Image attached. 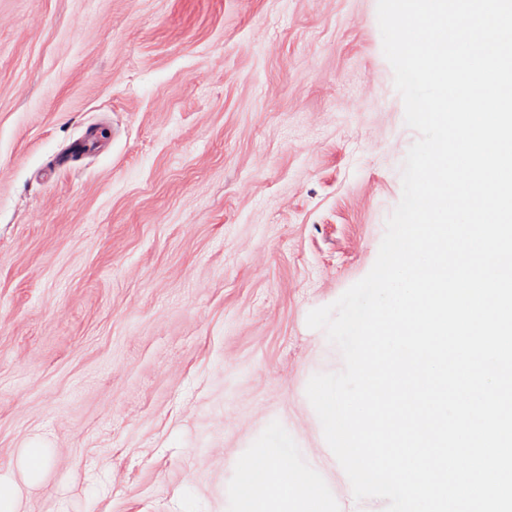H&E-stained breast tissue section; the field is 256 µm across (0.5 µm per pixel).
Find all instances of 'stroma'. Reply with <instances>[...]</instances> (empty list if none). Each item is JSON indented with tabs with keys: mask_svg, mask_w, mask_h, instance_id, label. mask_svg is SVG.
Instances as JSON below:
<instances>
[{
	"mask_svg": "<svg viewBox=\"0 0 512 512\" xmlns=\"http://www.w3.org/2000/svg\"><path fill=\"white\" fill-rule=\"evenodd\" d=\"M417 138L377 0H0L19 512H242L275 433L325 512H385L307 398L344 367L307 315L371 270Z\"/></svg>",
	"mask_w": 512,
	"mask_h": 512,
	"instance_id": "1",
	"label": "stroma"
}]
</instances>
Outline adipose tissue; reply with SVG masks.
<instances>
[{
  "label": "adipose tissue",
  "instance_id": "adipose-tissue-1",
  "mask_svg": "<svg viewBox=\"0 0 512 512\" xmlns=\"http://www.w3.org/2000/svg\"><path fill=\"white\" fill-rule=\"evenodd\" d=\"M275 450H258L252 467L247 470L240 485V498L246 512H288L289 500L301 501L305 512H319L320 503L312 482L298 487L289 484L279 471L281 449L287 448V437L275 442Z\"/></svg>",
  "mask_w": 512,
  "mask_h": 512
}]
</instances>
